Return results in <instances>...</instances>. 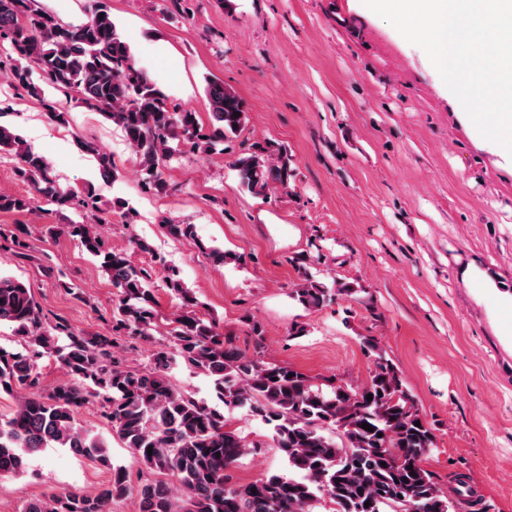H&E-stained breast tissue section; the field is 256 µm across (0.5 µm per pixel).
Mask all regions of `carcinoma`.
<instances>
[{
	"label": "carcinoma",
	"instance_id": "carcinoma-1",
	"mask_svg": "<svg viewBox=\"0 0 512 512\" xmlns=\"http://www.w3.org/2000/svg\"><path fill=\"white\" fill-rule=\"evenodd\" d=\"M0 42L8 45L0 75L40 101L51 121L66 126L69 112L45 99L33 79L35 70L44 82L73 93L78 104L121 126L143 187L156 194L167 191L164 168L179 147L206 154L245 127L242 99L221 81L207 82L208 122L198 112L172 107L137 66L103 0H95L88 21L76 26L38 7L36 0H0ZM77 146L94 156L104 178L117 180L107 151L82 139ZM0 152L15 158L16 175L47 204L92 216L100 211L94 189L61 185L44 158L3 125ZM232 166L241 188L252 195L265 194L275 183L287 186L286 155L274 162L254 151ZM30 209L31 198L0 194V211ZM65 232L100 259L116 289L112 331L154 336L163 316L148 270L137 266L128 251L107 246L95 224L73 222ZM131 244L163 268V284L179 300V313L166 332L170 349L155 351L148 369L124 365L111 336L78 333L62 322L45 325L30 289L0 274V324L12 326L22 346H0V394L18 396L14 412L0 419V476L24 472L29 457L47 448H68L110 471L109 480L89 494L52 492L26 502L22 512H112L116 501L132 494L139 499V512H314L322 501L329 502V512H456L464 494L448 496L423 467L434 447L433 428L375 341L363 342L373 358L365 382L330 378L316 384L290 364L247 356L214 319L198 311L199 302L178 268L148 240L135 237ZM0 249L19 255L28 244L16 233L0 231ZM351 290L343 284L333 292L307 277L293 295L312 310ZM175 355L213 379L219 404L197 400L171 381L168 370ZM44 356L59 361L68 375L50 391L40 386L37 360ZM93 398L138 462L153 474L176 478L177 485L157 479L133 489L126 468L113 463L105 442L78 423V409ZM226 408L246 409L271 427L273 445L287 459L290 473L230 482V470L258 445L230 428ZM364 423L373 431L363 429Z\"/></svg>",
	"mask_w": 512,
	"mask_h": 512
}]
</instances>
